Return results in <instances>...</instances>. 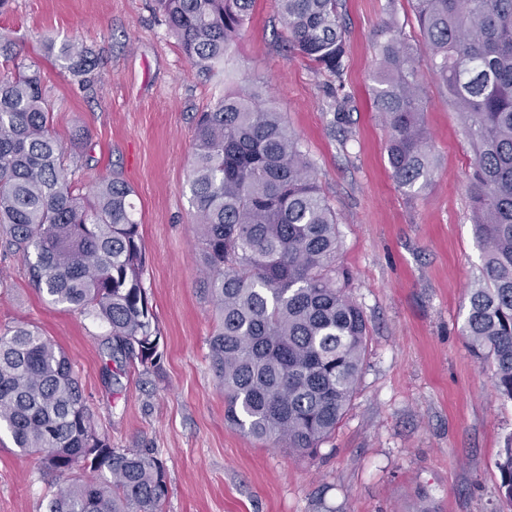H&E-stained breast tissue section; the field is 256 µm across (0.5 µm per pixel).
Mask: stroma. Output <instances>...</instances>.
Returning a JSON list of instances; mask_svg holds the SVG:
<instances>
[{
	"mask_svg": "<svg viewBox=\"0 0 512 512\" xmlns=\"http://www.w3.org/2000/svg\"><path fill=\"white\" fill-rule=\"evenodd\" d=\"M340 86L289 50L274 0H255L222 63L194 68L154 0H12L0 33L18 60L40 67L62 141L84 132L86 185L116 172L134 191L147 265L144 285L161 358L110 360L103 322L52 305L0 239V333L39 328L76 370L86 402L114 447L150 448L163 462L164 512H501L495 460L512 436V403L470 353L461 326L467 291L484 276L472 221L474 155L448 94L419 69L434 169L428 184L397 187L390 131L372 109L378 33L395 23L423 39L411 0H343ZM55 45L92 47V83L71 82ZM258 94L281 112L314 161L336 214L339 264L369 331L361 379L335 432L307 457L259 441L224 420L209 360L215 309L203 288L199 230L187 183L195 118L227 92ZM349 99L342 121L332 94ZM65 477L43 474L0 429V512H46Z\"/></svg>",
	"mask_w": 512,
	"mask_h": 512,
	"instance_id": "35a3bbf8",
	"label": "stroma"
}]
</instances>
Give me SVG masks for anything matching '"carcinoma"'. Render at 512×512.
Instances as JSON below:
<instances>
[{
    "label": "carcinoma",
    "mask_w": 512,
    "mask_h": 512,
    "mask_svg": "<svg viewBox=\"0 0 512 512\" xmlns=\"http://www.w3.org/2000/svg\"><path fill=\"white\" fill-rule=\"evenodd\" d=\"M189 62L224 61L254 0H154ZM341 0H274L289 47L320 73L344 69ZM423 38L380 31L373 105L390 129L387 159L401 189L427 183L433 159L417 73L421 60L448 90L474 153L470 198L485 279L467 293L461 327L493 388L512 402V0H412ZM80 89L94 61L84 44L60 52ZM255 93H227L196 121L188 175L206 288L217 315L211 361L225 420L256 440L313 455L343 419L368 343L359 305L336 265V215L281 113ZM87 138L62 142L39 69L0 72V233L47 300L105 323L111 356L160 359L143 275L132 187L119 175L81 188L64 159ZM0 426L45 473L78 468L47 512H161V461L114 448L100 432L72 363L38 328L0 335ZM499 494L512 512V438L497 455Z\"/></svg>",
    "instance_id": "1"
}]
</instances>
